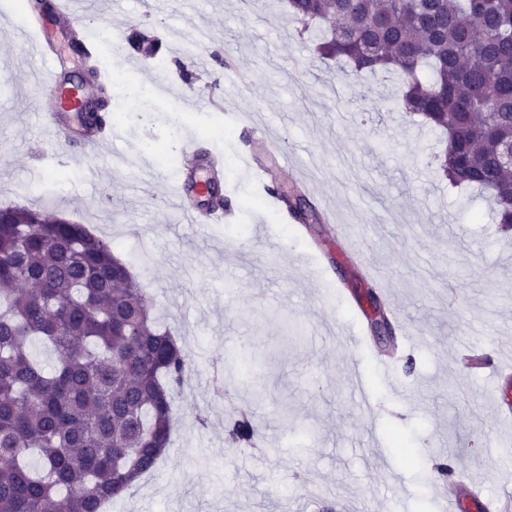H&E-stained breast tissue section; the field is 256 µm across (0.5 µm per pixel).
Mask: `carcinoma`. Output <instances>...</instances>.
<instances>
[{
	"label": "carcinoma",
	"mask_w": 512,
	"mask_h": 512,
	"mask_svg": "<svg viewBox=\"0 0 512 512\" xmlns=\"http://www.w3.org/2000/svg\"><path fill=\"white\" fill-rule=\"evenodd\" d=\"M314 52L349 75L393 74L397 106L443 134L436 166L485 192L512 229V0H288ZM301 190H274L317 221ZM40 340L58 362L29 351ZM188 353L112 241L41 209L0 212V512H100L165 455ZM237 417L228 441L250 445ZM38 456V465L29 462Z\"/></svg>",
	"instance_id": "1"
}]
</instances>
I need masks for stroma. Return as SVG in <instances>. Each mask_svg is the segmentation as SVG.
Listing matches in <instances>:
<instances>
[{
  "instance_id": "35a3bbf8",
  "label": "stroma",
  "mask_w": 512,
  "mask_h": 512,
  "mask_svg": "<svg viewBox=\"0 0 512 512\" xmlns=\"http://www.w3.org/2000/svg\"><path fill=\"white\" fill-rule=\"evenodd\" d=\"M179 19L170 0H124L85 25L107 53L116 27ZM22 23L0 7V207H38L111 238L190 355L169 452L108 512H317L319 496L334 512H440L433 478L447 462L479 475L488 494L512 489V422L486 402L490 377H464L458 362L466 343L512 358V233L479 190L436 173L441 135L396 107L392 82L359 83L316 58L274 0H224L214 70L167 55L148 73L125 65L153 95L146 106L124 92L109 102L131 150L124 164L105 148L62 161L37 136L36 38L19 39ZM228 70L247 79L231 102ZM157 74L172 94L154 93ZM239 112L298 149L309 199L335 204L377 281L337 257L329 225L306 232L274 212L239 155L251 137ZM174 130L223 154L231 223H181L155 149ZM142 165L156 184L142 182ZM381 282L421 332L388 371L344 336L349 297ZM355 372L372 416L356 407ZM235 408L259 427L255 447L226 443Z\"/></svg>"
}]
</instances>
